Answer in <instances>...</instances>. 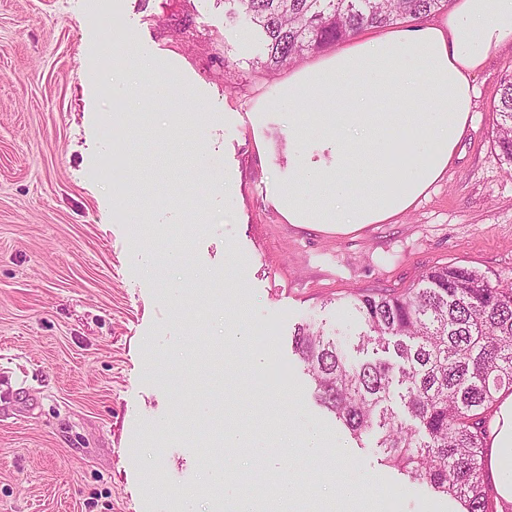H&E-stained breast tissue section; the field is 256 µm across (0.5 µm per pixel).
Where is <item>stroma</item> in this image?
<instances>
[{"instance_id": "1", "label": "stroma", "mask_w": 512, "mask_h": 512, "mask_svg": "<svg viewBox=\"0 0 512 512\" xmlns=\"http://www.w3.org/2000/svg\"><path fill=\"white\" fill-rule=\"evenodd\" d=\"M108 16L128 37L113 70L145 58L187 88L183 130L151 87L145 112L87 82ZM245 29L224 0H0V393H14L0 413V512L267 508L285 483L299 512H459L354 443L288 338L305 323L356 326L351 294L400 293L435 266L512 280V174L493 142L512 44L474 78L447 175L394 223L339 235L288 223L269 200L308 145H289L273 103L288 70L255 72ZM108 167L137 177L149 205L117 196ZM171 252L179 261L147 270V255ZM239 313L268 354L262 372L227 339ZM171 369L187 393L163 382ZM237 425L249 441L216 454Z\"/></svg>"}]
</instances>
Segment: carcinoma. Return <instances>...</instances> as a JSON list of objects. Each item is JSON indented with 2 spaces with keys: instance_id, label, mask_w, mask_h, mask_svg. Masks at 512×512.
<instances>
[{
  "instance_id": "carcinoma-1",
  "label": "carcinoma",
  "mask_w": 512,
  "mask_h": 512,
  "mask_svg": "<svg viewBox=\"0 0 512 512\" xmlns=\"http://www.w3.org/2000/svg\"><path fill=\"white\" fill-rule=\"evenodd\" d=\"M257 32L269 76L367 27L414 21L449 0H228ZM495 144L512 171V72L500 83ZM350 344L303 324L293 349L319 406L350 435L373 437L381 465L458 501L498 512L482 458L497 394L512 390V283L476 269L426 271L401 294H356Z\"/></svg>"
}]
</instances>
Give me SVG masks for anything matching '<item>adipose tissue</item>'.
<instances>
[{
	"label": "adipose tissue",
	"instance_id": "obj_1",
	"mask_svg": "<svg viewBox=\"0 0 512 512\" xmlns=\"http://www.w3.org/2000/svg\"><path fill=\"white\" fill-rule=\"evenodd\" d=\"M512 41V0H456L440 21L357 38L298 68L276 105L301 108L292 133L330 153L270 197L291 224L340 234L403 215L445 177L473 122L472 77ZM497 500L512 503V393L489 425Z\"/></svg>",
	"mask_w": 512,
	"mask_h": 512
}]
</instances>
